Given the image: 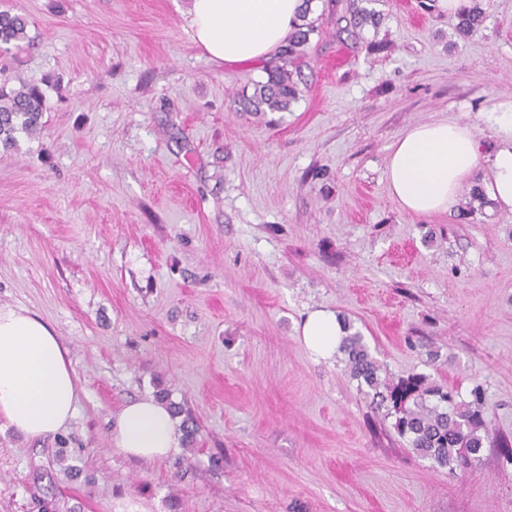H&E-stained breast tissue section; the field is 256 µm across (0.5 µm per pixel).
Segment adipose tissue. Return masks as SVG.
Wrapping results in <instances>:
<instances>
[{
    "label": "adipose tissue",
    "mask_w": 512,
    "mask_h": 512,
    "mask_svg": "<svg viewBox=\"0 0 512 512\" xmlns=\"http://www.w3.org/2000/svg\"><path fill=\"white\" fill-rule=\"evenodd\" d=\"M306 5L304 0H192L196 42L213 60L229 64L269 59L285 45ZM495 124L509 141L489 161L483 186L500 209L512 212V107L497 111ZM470 125L441 117L405 129L390 147L386 178L401 209L414 216L451 211L460 186L480 167ZM306 348L332 358L345 334L336 312L309 310L298 327ZM79 389L59 336L22 308L0 307V417L29 438L64 429L77 411ZM182 433L162 402H127L112 423L115 447L145 461L174 455Z\"/></svg>",
    "instance_id": "1"
}]
</instances>
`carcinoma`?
<instances>
[{"label": "carcinoma", "mask_w": 512, "mask_h": 512, "mask_svg": "<svg viewBox=\"0 0 512 512\" xmlns=\"http://www.w3.org/2000/svg\"><path fill=\"white\" fill-rule=\"evenodd\" d=\"M482 0L471 4L459 14L457 32L468 38L484 23ZM377 24L369 13L346 21L341 31L353 36L366 23ZM27 20L9 11H0V45L26 38ZM316 27L309 22L298 25L280 54L281 64L267 70L266 82L258 85L256 96L248 105L266 106L271 111H285L298 98L297 84L288 71V63L305 56V47ZM44 98L35 87L23 84L18 89L0 87V144L9 148L16 143V134L31 135L41 126ZM464 212L474 214L485 206V193L472 188L467 194ZM340 351L346 357L350 375L358 385H364L383 401L392 404L394 428L419 456L432 460L450 471H465L480 457L482 448L492 446L512 456L509 441L494 428L483 405L481 386H475L473 400H457L455 394L440 385H424V380L412 376L392 386L382 380L380 368L371 356L363 336L354 332L344 337Z\"/></svg>", "instance_id": "cac0c4a2"}]
</instances>
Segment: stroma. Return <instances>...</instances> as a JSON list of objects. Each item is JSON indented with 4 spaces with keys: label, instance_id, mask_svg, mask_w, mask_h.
I'll use <instances>...</instances> for the list:
<instances>
[{
    "label": "stroma",
    "instance_id": "35a3bbf8",
    "mask_svg": "<svg viewBox=\"0 0 512 512\" xmlns=\"http://www.w3.org/2000/svg\"><path fill=\"white\" fill-rule=\"evenodd\" d=\"M428 2L315 0L297 99L251 112L264 66L210 59L191 0H0L29 21L0 86L44 96L40 133L0 147V306L54 329L79 388L56 434L0 417V512H512L499 449L436 467L296 332L334 310L388 384H482L512 439V212L413 216L385 178L400 133L443 116L482 158L503 146L512 0L467 39ZM363 10L379 24L338 33ZM160 392L186 440L130 459L111 419Z\"/></svg>",
    "mask_w": 512,
    "mask_h": 512
}]
</instances>
